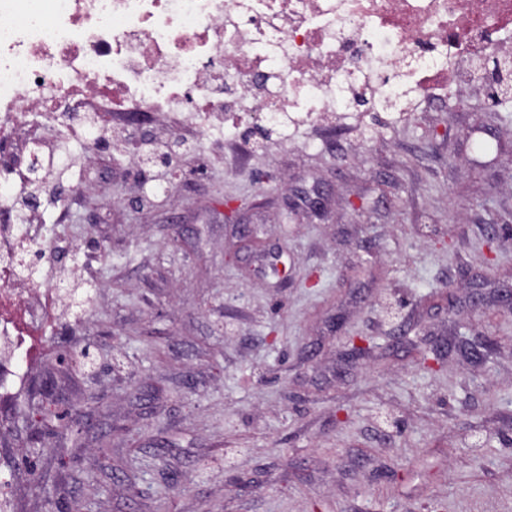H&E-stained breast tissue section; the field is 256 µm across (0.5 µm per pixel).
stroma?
Masks as SVG:
<instances>
[{"label":"stroma","mask_w":512,"mask_h":512,"mask_svg":"<svg viewBox=\"0 0 512 512\" xmlns=\"http://www.w3.org/2000/svg\"><path fill=\"white\" fill-rule=\"evenodd\" d=\"M490 85L244 155L178 112L72 144L41 270L94 296L59 304L0 408L15 512H512V96ZM160 139L200 153L149 198L167 169L123 145Z\"/></svg>","instance_id":"35a3bbf8"}]
</instances>
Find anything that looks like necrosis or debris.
Returning a JSON list of instances; mask_svg holds the SVG:
<instances>
[{"instance_id": "4bbe7bcc", "label": "necrosis or debris", "mask_w": 512, "mask_h": 512, "mask_svg": "<svg viewBox=\"0 0 512 512\" xmlns=\"http://www.w3.org/2000/svg\"><path fill=\"white\" fill-rule=\"evenodd\" d=\"M512 44V0H0V155L23 139L19 168L0 169V223L46 136L69 142L86 109L89 147L123 103L153 124L182 94L200 127L247 107L254 125L286 112H375L405 88H448L447 60L477 65ZM41 280L0 289V309L43 325Z\"/></svg>"}]
</instances>
